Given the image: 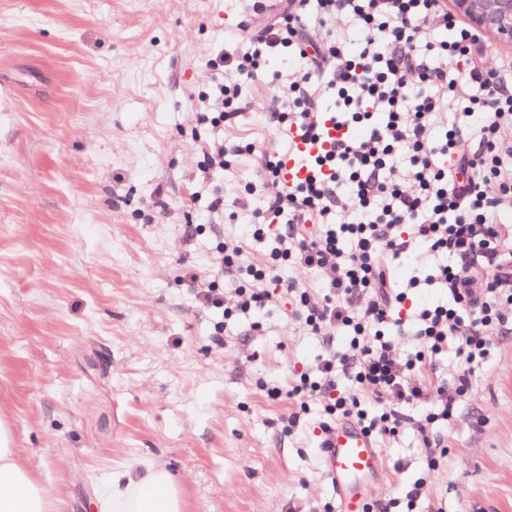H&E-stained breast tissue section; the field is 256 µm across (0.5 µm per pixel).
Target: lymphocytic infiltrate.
<instances>
[{
    "label": "lymphocytic infiltrate",
    "mask_w": 512,
    "mask_h": 512,
    "mask_svg": "<svg viewBox=\"0 0 512 512\" xmlns=\"http://www.w3.org/2000/svg\"><path fill=\"white\" fill-rule=\"evenodd\" d=\"M312 3L326 28L316 47L303 21ZM353 25L362 34L354 54L346 50ZM441 28L452 31L453 40L431 38ZM487 42L440 0H286L280 16L243 44L234 77L218 84L216 125L241 115L242 85L256 77L265 57L290 48L299 68L272 76L288 102L275 116L279 124L301 140H318L319 101L333 92L338 111L368 125L362 138L339 141L317 157L316 174L293 187L281 183V157L266 156L264 207L253 237L264 240L266 229L279 225L271 262L248 268L254 287L233 280L214 299L228 315L265 306L271 295L261 283L282 281L277 263L288 260L312 271L321 285V296L312 299L295 282L285 283L286 293L298 294L300 315L313 334L329 336L340 324L353 329L350 352L322 359L319 380L305 373L293 380L287 394L299 409L289 414V425H297L301 408L321 393L328 398L321 435L333 430V415L354 419L382 439L410 425L424 437L429 464L447 456L444 438L429 429L452 416L472 387L475 360L486 357L491 335L512 321L506 313L512 307V225L504 220L512 212V62L487 54ZM457 107L463 116H484L476 151L460 148L457 124L445 138L432 137ZM376 112L386 113L385 122L372 123ZM415 243L452 256V264L431 266L424 281L447 288L453 305L408 320L404 303L421 280L398 287L390 262ZM408 336L424 349L417 358L400 353ZM448 352L461 360L451 385L428 377L437 356ZM340 374L351 378L353 390L338 392ZM364 395L384 412L368 417ZM410 403L436 410L417 420L398 410Z\"/></svg>",
    "instance_id": "obj_1"
}]
</instances>
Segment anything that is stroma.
<instances>
[{"mask_svg": "<svg viewBox=\"0 0 512 512\" xmlns=\"http://www.w3.org/2000/svg\"><path fill=\"white\" fill-rule=\"evenodd\" d=\"M249 0H0V416L57 512H97L115 473L166 465L183 512H329L320 399L298 426L294 374L344 353L353 332L313 335L270 286L225 317L202 294L269 261L252 238L262 150L286 152L272 117V56L231 123L209 119L218 55L235 56ZM255 144L212 170L215 142ZM223 195L224 207L209 204ZM241 246L222 271L218 245ZM280 388L271 397V388ZM429 469L421 435L379 442L372 499L413 512H512V332L493 336Z\"/></svg>", "mask_w": 512, "mask_h": 512, "instance_id": "1", "label": "stroma"}]
</instances>
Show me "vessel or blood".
<instances>
[{
	"label": "vessel or blood",
	"instance_id": "b4317fda",
	"mask_svg": "<svg viewBox=\"0 0 512 512\" xmlns=\"http://www.w3.org/2000/svg\"><path fill=\"white\" fill-rule=\"evenodd\" d=\"M321 139L314 143L298 142L281 168L284 186H293L312 175L311 158L331 149L336 141L348 138L347 126L337 124L334 115L324 117ZM326 475L336 490L338 512H366V485L383 470L381 455L372 438L352 422L337 424L323 450Z\"/></svg>",
	"mask_w": 512,
	"mask_h": 512
}]
</instances>
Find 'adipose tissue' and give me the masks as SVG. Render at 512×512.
<instances>
[{
	"instance_id": "obj_1",
	"label": "adipose tissue",
	"mask_w": 512,
	"mask_h": 512,
	"mask_svg": "<svg viewBox=\"0 0 512 512\" xmlns=\"http://www.w3.org/2000/svg\"><path fill=\"white\" fill-rule=\"evenodd\" d=\"M181 482L164 465L144 476L116 475L112 490L97 501L98 512H182ZM52 490L19 459L10 428L0 421V512H55Z\"/></svg>"
}]
</instances>
